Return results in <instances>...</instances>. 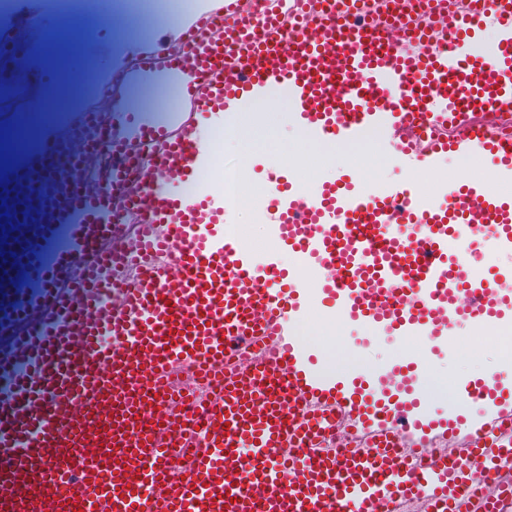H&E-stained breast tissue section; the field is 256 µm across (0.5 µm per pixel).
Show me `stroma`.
I'll list each match as a JSON object with an SVG mask.
<instances>
[{"label":"stroma","mask_w":512,"mask_h":512,"mask_svg":"<svg viewBox=\"0 0 512 512\" xmlns=\"http://www.w3.org/2000/svg\"><path fill=\"white\" fill-rule=\"evenodd\" d=\"M17 2L21 10H32L42 16L44 28L54 27L60 11L65 10L73 26L89 32L84 54L72 57L69 68L78 76L94 73L97 84L93 87L81 86L64 109L43 113V128L59 132L65 131L81 113L98 108L101 88L109 82L112 71L133 65L137 57L148 51L157 39L177 45L182 32L194 22L193 15L189 13L180 15L172 22H138L131 19L129 10L117 6L115 0ZM54 70L55 66L50 60H43L39 70L29 72L28 81L17 97L0 98L1 130L11 126L18 114L27 111L33 103L42 101L54 82ZM258 109L276 114L274 136L269 143L254 150L249 147L248 134L226 136L221 145L214 149L216 161L211 171L213 180H221L225 170L239 165L245 170L249 191L257 190L264 194L269 191L268 175L272 172L285 175L310 191L322 182L342 177L351 178L356 186L366 191L383 184L415 179L422 194L441 199L451 186L484 181L492 171L490 157L479 152L466 156L447 153L441 159L439 172L428 174L391 159L389 152L385 151L371 166L369 174L365 175L343 146L321 152L300 137L293 109L287 100L279 99L271 105L262 103ZM296 150L306 155V168L288 167L284 156ZM232 227L238 232L237 244L255 260H262L277 246L269 236L266 225L257 223L253 209L236 208ZM304 323L317 330L323 339L335 340L336 369L333 376L339 380L348 381L358 376V367L362 364L380 365L389 370L416 359L423 366L418 379L422 385L434 381L449 389L462 382L482 380L489 374L497 384L512 388V375L505 378L500 375V359L496 349L482 346L481 335L467 326L460 328L453 340L442 341L435 347L408 336L378 339L361 323L336 317L324 294L317 289L308 292Z\"/></svg>","instance_id":"35a3bbf8"}]
</instances>
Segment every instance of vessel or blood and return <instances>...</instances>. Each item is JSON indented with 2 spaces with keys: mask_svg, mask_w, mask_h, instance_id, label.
I'll use <instances>...</instances> for the list:
<instances>
[{
  "mask_svg": "<svg viewBox=\"0 0 512 512\" xmlns=\"http://www.w3.org/2000/svg\"><path fill=\"white\" fill-rule=\"evenodd\" d=\"M353 0L292 34L272 0L257 27L204 20L183 50L158 43L114 73L105 108L40 151L17 189L0 190L10 230L0 286L13 303L0 319L9 341L0 373V512H512V392L475 383L448 394L458 407L485 399L464 445L446 432L392 423L363 378L314 377L316 358L295 332L308 277L337 317L376 337L430 342L465 324L488 325L512 308L505 278L476 276L478 252L450 242L489 226L512 252V204L467 183L438 202L413 186L364 193L344 180L306 193L274 182L268 222L300 261L255 265L227 233L224 195L186 187L212 164L211 132L228 112L283 98L317 146L355 142L371 128L412 167L436 171L442 154L488 153L512 177V139L473 124L512 112V0H486L469 16L446 12L458 39L427 52L429 36L392 42L386 26H350ZM160 81L185 96L176 127L130 124L124 90ZM450 127L426 147L404 141L417 121ZM137 232L116 233L115 196ZM72 248L49 266L32 254L58 225ZM466 294L467 306L457 302ZM218 376L192 396L168 376L173 363ZM487 461L492 492L471 487Z\"/></svg>",
  "mask_w": 512,
  "mask_h": 512,
  "instance_id": "b4317fda",
  "label": "vessel or blood"
}]
</instances>
